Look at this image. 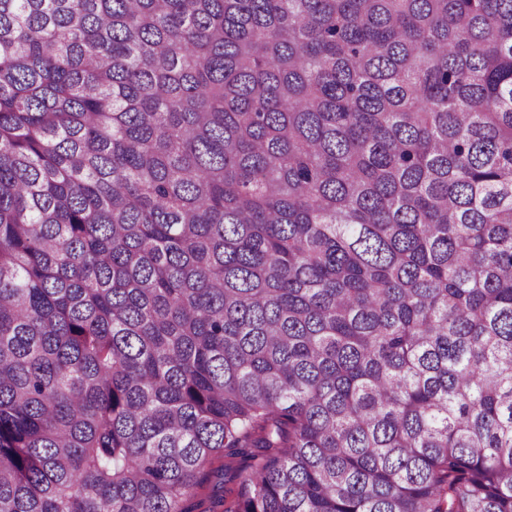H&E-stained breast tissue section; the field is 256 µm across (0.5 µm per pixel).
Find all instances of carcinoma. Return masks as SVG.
<instances>
[{"instance_id":"cac0c4a2","label":"carcinoma","mask_w":512,"mask_h":512,"mask_svg":"<svg viewBox=\"0 0 512 512\" xmlns=\"http://www.w3.org/2000/svg\"><path fill=\"white\" fill-rule=\"evenodd\" d=\"M512 512V0H0V512Z\"/></svg>"}]
</instances>
